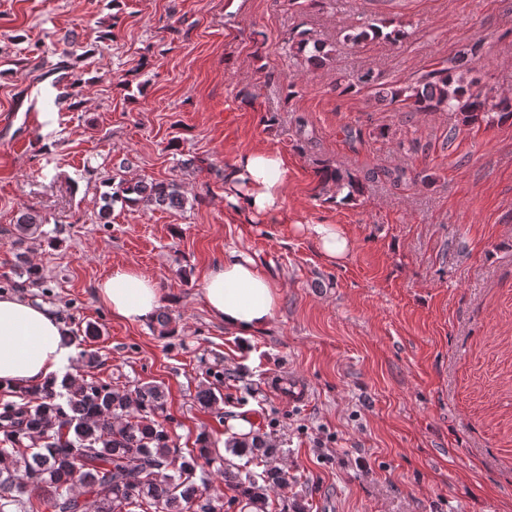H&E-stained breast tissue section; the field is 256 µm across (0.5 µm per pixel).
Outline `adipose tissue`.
<instances>
[{
	"instance_id": "obj_1",
	"label": "adipose tissue",
	"mask_w": 512,
	"mask_h": 512,
	"mask_svg": "<svg viewBox=\"0 0 512 512\" xmlns=\"http://www.w3.org/2000/svg\"><path fill=\"white\" fill-rule=\"evenodd\" d=\"M239 212L273 215L281 208L283 160L272 150L239 156L224 173ZM201 291L210 314L235 335L253 336L273 318L278 286L245 253L228 250L204 275ZM98 297L122 321L137 323L160 304L156 281L134 265L114 266L98 285ZM62 323L48 306L14 294L0 295V387L43 386L70 365L61 344Z\"/></svg>"
}]
</instances>
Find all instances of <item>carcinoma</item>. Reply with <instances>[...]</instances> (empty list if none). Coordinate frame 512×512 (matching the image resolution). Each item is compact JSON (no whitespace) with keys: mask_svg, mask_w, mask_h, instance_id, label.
<instances>
[{"mask_svg":"<svg viewBox=\"0 0 512 512\" xmlns=\"http://www.w3.org/2000/svg\"><path fill=\"white\" fill-rule=\"evenodd\" d=\"M380 33L371 23L346 40L358 45ZM289 41L291 49L306 53L313 68L330 58L324 44L307 31ZM480 50L478 44L406 87L389 88L390 102L409 113L448 111L465 125L491 113L512 119L511 99L496 100L465 85ZM376 86L377 76L367 70L341 91ZM320 173L338 191H346L345 201L361 195L367 182L383 178L397 185L406 176L398 169L372 170L362 177L328 167ZM106 187L101 194L104 212L118 200L162 207L183 204L173 182L121 179ZM16 393L18 400L0 403V512H81V496L91 512H223L226 505L239 506V512H268L269 491L288 486V472L280 467L257 472L226 458L220 473L234 495L227 502L213 496L210 466L215 444L204 435L199 447L187 452L175 446L169 429L172 417L159 384L127 390L94 376L67 374L58 384ZM27 440L32 444H25ZM224 448L252 459L282 452L254 435L227 439Z\"/></svg>","mask_w":512,"mask_h":512,"instance_id":"carcinoma-1","label":"carcinoma"}]
</instances>
